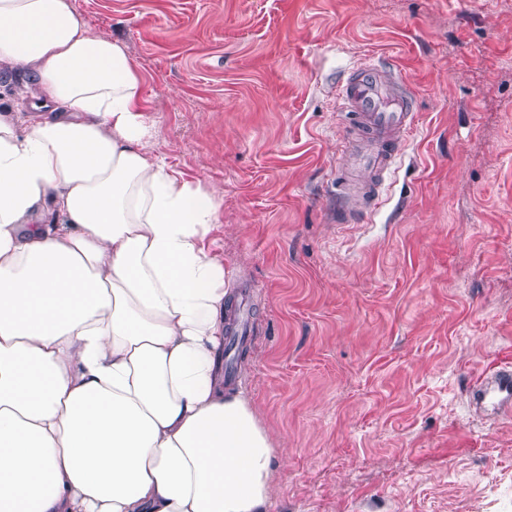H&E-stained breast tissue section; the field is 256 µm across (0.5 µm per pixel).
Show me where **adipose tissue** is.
I'll use <instances>...</instances> for the list:
<instances>
[{"label":"adipose tissue","mask_w":512,"mask_h":512,"mask_svg":"<svg viewBox=\"0 0 512 512\" xmlns=\"http://www.w3.org/2000/svg\"><path fill=\"white\" fill-rule=\"evenodd\" d=\"M0 512H267L271 432L224 382L222 188L149 150L144 79L72 0H0ZM36 93L34 84L21 73L0 72L1 108L8 107L18 112H31L29 102Z\"/></svg>","instance_id":"1"}]
</instances>
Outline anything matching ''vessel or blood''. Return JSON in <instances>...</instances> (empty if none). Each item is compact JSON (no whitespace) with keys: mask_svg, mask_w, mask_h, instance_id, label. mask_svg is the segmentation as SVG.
<instances>
[{"mask_svg":"<svg viewBox=\"0 0 512 512\" xmlns=\"http://www.w3.org/2000/svg\"><path fill=\"white\" fill-rule=\"evenodd\" d=\"M339 110L355 127V143L343 144L336 166V187L344 195L360 190L370 210L383 202L382 185L394 170L400 148L412 130L416 114L410 91L384 67L367 61L352 67L336 89ZM479 401H492L500 414H512V368L502 366L476 381Z\"/></svg>","mask_w":512,"mask_h":512,"instance_id":"b4317fda","label":"vessel or blood"}]
</instances>
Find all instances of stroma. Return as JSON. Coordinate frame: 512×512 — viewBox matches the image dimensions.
I'll list each match as a JSON object with an SVG mask.
<instances>
[{"instance_id": "stroma-1", "label": "stroma", "mask_w": 512, "mask_h": 512, "mask_svg": "<svg viewBox=\"0 0 512 512\" xmlns=\"http://www.w3.org/2000/svg\"><path fill=\"white\" fill-rule=\"evenodd\" d=\"M144 76L153 147L223 186L231 384L275 446L268 512H512V0H73ZM382 59L417 112L385 203L336 221V88ZM475 396L481 402L491 398L501 415L512 414V369L501 366L490 375L480 376L476 380Z\"/></svg>"}]
</instances>
